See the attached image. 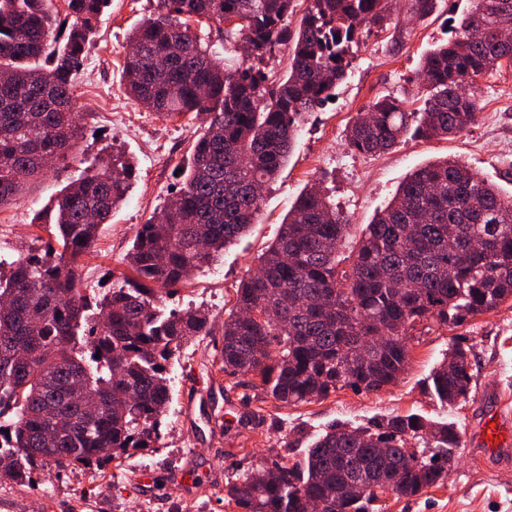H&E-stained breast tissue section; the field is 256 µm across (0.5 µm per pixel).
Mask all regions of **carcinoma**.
Wrapping results in <instances>:
<instances>
[{"mask_svg": "<svg viewBox=\"0 0 512 512\" xmlns=\"http://www.w3.org/2000/svg\"><path fill=\"white\" fill-rule=\"evenodd\" d=\"M0 0V208L15 202L48 162L75 150L80 117L73 72L111 0ZM158 0V12L127 41L128 95L167 119L210 116L157 219L141 225L128 272L93 301L79 269L99 227L128 194L134 167L119 152L69 183L47 228L57 259L25 255L0 273V477L17 483L48 465L66 470L152 448L170 401L167 367L196 336L212 332L193 308L164 314L163 296L256 223L263 188L288 162L300 119L335 96L363 29L387 21L385 0ZM240 23L223 27L224 17ZM213 23L224 52L247 41L262 56L286 47L288 69L267 88L253 69L217 62L192 23ZM512 0H472L452 36L421 58L427 95L408 112L388 95L345 130L347 147L384 153L407 136L444 139L474 124L472 73L512 61ZM50 63H39L43 58ZM349 224L325 191L305 186L236 290L224 318L219 371L248 377L285 405L324 400L351 387L377 392L410 362L411 331L446 326L512 301V194L451 159L413 170L366 225L351 253ZM485 250L468 251L471 238ZM347 266H342L343 261ZM470 349L454 345L433 369L436 396L465 401ZM461 431L419 414L375 428L335 425L306 449L302 467L273 462L274 481L247 470L228 484L239 512H373V488L398 480L412 498L446 480Z\"/></svg>", "mask_w": 512, "mask_h": 512, "instance_id": "carcinoma-1", "label": "carcinoma"}]
</instances>
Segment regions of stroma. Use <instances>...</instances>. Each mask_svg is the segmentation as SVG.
I'll return each instance as SVG.
<instances>
[{"label": "stroma", "mask_w": 512, "mask_h": 512, "mask_svg": "<svg viewBox=\"0 0 512 512\" xmlns=\"http://www.w3.org/2000/svg\"><path fill=\"white\" fill-rule=\"evenodd\" d=\"M471 0H439L418 17L412 0H393L385 26L365 30L345 81L333 101L305 113L287 166L264 190L261 218L225 250L214 265L194 271L185 287L167 299V309L208 312L213 333L192 340L170 360L171 402L162 436L149 452L98 464L91 470L48 469L17 484L0 479V512H237L225 486L237 471L278 460L302 461L311 441L334 422L367 425L393 414L419 413L456 423L467 431L477 417V398L488 386L512 399V304L454 327L418 326L410 364L400 380L381 391L350 388L324 400L277 404L246 377L217 372L212 360L222 344V325L235 303L239 282L277 236L280 223L307 182L326 186L348 217L352 238L391 201L416 166L451 157L512 193V63L477 79V119L446 139L402 141L392 152L362 155L345 145L344 131L357 113L384 95L414 112L425 93L419 74L423 53L449 37L448 20L461 17ZM157 0H112L97 25L75 76L83 135L75 151L53 162L14 204L0 208V262L21 254H44L52 199L66 185L114 151L135 165L127 202L104 225L80 269L82 284L111 287L125 272L124 256L137 230L158 213L178 183L205 117L166 120L131 100L122 68L131 29L156 13ZM222 278H215V270ZM474 354L467 401L449 407L426 390L431 369L452 343ZM207 402L204 415L186 413L188 400ZM443 486L413 498L386 497L379 512H512V462L501 464L479 448L462 444ZM153 473V488H130L141 470Z\"/></svg>", "instance_id": "obj_1"}]
</instances>
